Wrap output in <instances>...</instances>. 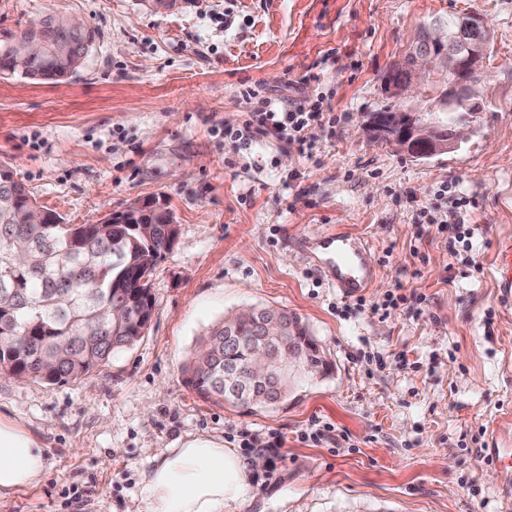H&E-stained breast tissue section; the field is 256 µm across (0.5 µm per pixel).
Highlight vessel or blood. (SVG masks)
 Here are the masks:
<instances>
[{
    "mask_svg": "<svg viewBox=\"0 0 512 512\" xmlns=\"http://www.w3.org/2000/svg\"><path fill=\"white\" fill-rule=\"evenodd\" d=\"M305 254L328 283L348 297L370 287L377 277L370 242L335 225L316 242L307 244ZM493 282L500 301L512 305V238L498 244Z\"/></svg>",
    "mask_w": 512,
    "mask_h": 512,
    "instance_id": "b4317fda",
    "label": "vessel or blood"
}]
</instances>
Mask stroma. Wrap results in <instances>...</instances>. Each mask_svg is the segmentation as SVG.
Here are the masks:
<instances>
[{"label":"stroma","mask_w":512,"mask_h":512,"mask_svg":"<svg viewBox=\"0 0 512 512\" xmlns=\"http://www.w3.org/2000/svg\"><path fill=\"white\" fill-rule=\"evenodd\" d=\"M477 12L493 32L473 90L488 106L458 150L418 160L362 132L391 104L385 77L431 18ZM96 41L58 83L0 78V167L67 224L130 203L169 208L178 236L151 276V323L75 382L0 373V418L44 443L41 481L0 512H126L157 451L211 436L278 434L277 469L224 512H502L512 468V311L495 244L512 236V0H0V36L41 15ZM315 74L316 82L303 78ZM322 98L312 156L268 137L226 139L241 93ZM475 200L464 223L418 221L441 183ZM338 224L373 243L379 271L347 298L300 238ZM249 306L296 312L330 368L246 414L203 401L183 368L208 327Z\"/></svg>","instance_id":"1"}]
</instances>
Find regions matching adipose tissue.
<instances>
[{
	"mask_svg": "<svg viewBox=\"0 0 512 512\" xmlns=\"http://www.w3.org/2000/svg\"><path fill=\"white\" fill-rule=\"evenodd\" d=\"M260 458H246L215 438H194L153 457L141 474L132 512H224L246 500L248 475ZM47 469L42 442L22 425L0 420V496L39 482Z\"/></svg>",
	"mask_w": 512,
	"mask_h": 512,
	"instance_id": "adipose-tissue-1",
	"label": "adipose tissue"
}]
</instances>
